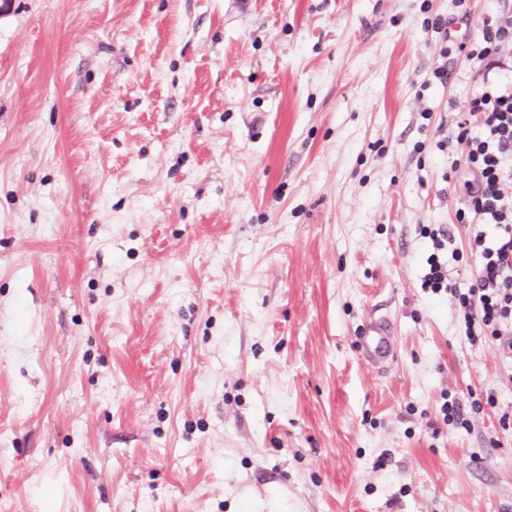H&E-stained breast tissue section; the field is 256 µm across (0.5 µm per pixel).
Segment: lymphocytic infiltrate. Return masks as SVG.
<instances>
[{
    "mask_svg": "<svg viewBox=\"0 0 512 512\" xmlns=\"http://www.w3.org/2000/svg\"><path fill=\"white\" fill-rule=\"evenodd\" d=\"M512 49V18L486 25L471 43L469 59L486 60ZM473 173L460 222L490 225L492 233H477L470 242L476 273L468 288L448 278L443 258L453 242L445 230L424 226L432 242L426 259L422 290L448 294L459 305L465 333L476 342L489 337L512 352V90L482 82L474 90L467 112L461 113L448 137Z\"/></svg>",
    "mask_w": 512,
    "mask_h": 512,
    "instance_id": "lymphocytic-infiltrate-1",
    "label": "lymphocytic infiltrate"
}]
</instances>
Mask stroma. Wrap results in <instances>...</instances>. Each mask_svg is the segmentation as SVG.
Returning a JSON list of instances; mask_svg holds the SVG:
<instances>
[{
	"label": "stroma",
	"mask_w": 512,
	"mask_h": 512,
	"mask_svg": "<svg viewBox=\"0 0 512 512\" xmlns=\"http://www.w3.org/2000/svg\"><path fill=\"white\" fill-rule=\"evenodd\" d=\"M510 14L11 0L0 512H512V354L420 287L425 225L473 274L469 174L438 143L483 77L512 85L458 50ZM449 390L482 401L469 429ZM361 337L365 359L370 364L382 366L393 358V340L384 322H372ZM444 400L440 406V413L444 424L457 428L467 429L470 425V411H468L462 400L456 393L444 392Z\"/></svg>",
	"instance_id": "1"
}]
</instances>
